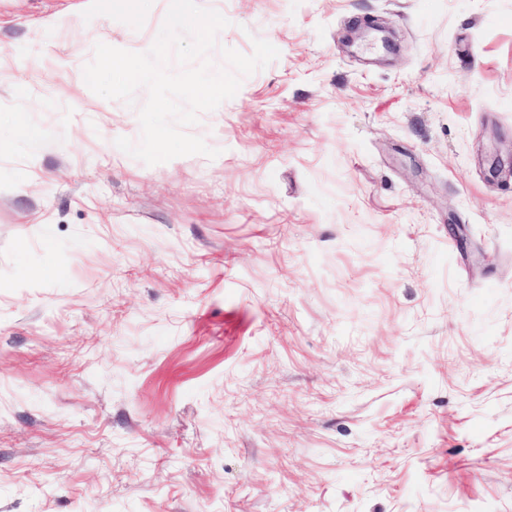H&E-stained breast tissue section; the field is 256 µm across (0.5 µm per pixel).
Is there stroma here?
Segmentation results:
<instances>
[{
  "mask_svg": "<svg viewBox=\"0 0 512 512\" xmlns=\"http://www.w3.org/2000/svg\"><path fill=\"white\" fill-rule=\"evenodd\" d=\"M198 2L280 56L148 166L165 0H0V512H512V0Z\"/></svg>",
  "mask_w": 512,
  "mask_h": 512,
  "instance_id": "1",
  "label": "stroma"
}]
</instances>
